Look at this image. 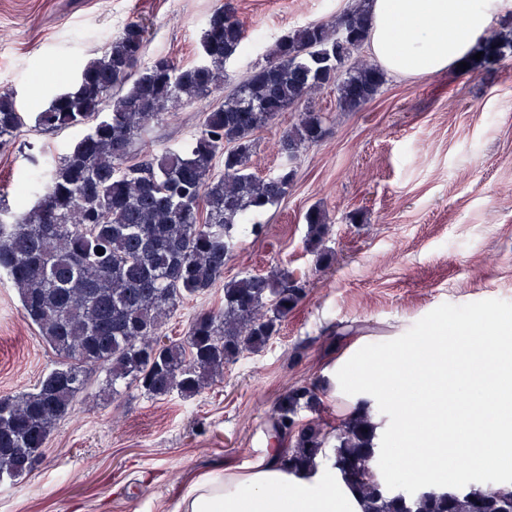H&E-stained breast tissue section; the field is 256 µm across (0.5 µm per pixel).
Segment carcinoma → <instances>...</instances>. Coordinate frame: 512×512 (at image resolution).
Masks as SVG:
<instances>
[{"mask_svg":"<svg viewBox=\"0 0 512 512\" xmlns=\"http://www.w3.org/2000/svg\"><path fill=\"white\" fill-rule=\"evenodd\" d=\"M367 34L366 0H358L334 22L309 23L279 37L266 64L206 115L194 138L133 164L128 160L138 139L166 113L223 91L224 64L245 39L234 12L211 14L201 37L203 60L190 67L166 56L139 66L146 30L127 23L37 113L41 129L85 132L55 162L38 202L12 213L10 222L0 219V272L59 356L33 391L0 395L1 484L34 469L50 432L86 391L91 371L104 373L114 398L134 387L151 399L174 392L188 399L278 333L306 296V281L286 269L246 271L224 281L221 306L196 313L180 338L162 335V328L180 303L223 281L240 238L259 234L257 216L278 204L293 182L290 167L269 177L252 172L254 133L297 109L298 123L279 141V151L292 160L325 135L324 113L312 106L315 93L336 87L344 110L378 94L384 71L354 57ZM507 46L487 40L478 51L490 61ZM25 125L13 93L0 91V141ZM220 158L224 171L217 175ZM305 221L306 249L319 265L332 256L326 215L313 207ZM322 395L314 381L276 400L269 422L288 440L283 465L330 462L364 512H512V492L492 484L481 493L388 488L369 415L349 411L334 434L318 420L301 418L303 411L321 412Z\"/></svg>","mask_w":512,"mask_h":512,"instance_id":"cac0c4a2","label":"carcinoma"}]
</instances>
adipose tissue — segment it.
Segmentation results:
<instances>
[{
	"mask_svg": "<svg viewBox=\"0 0 512 512\" xmlns=\"http://www.w3.org/2000/svg\"><path fill=\"white\" fill-rule=\"evenodd\" d=\"M369 11L367 48L376 63L420 77L456 68L512 12V0H369ZM284 452L277 442L247 464L197 479L175 512H363L329 463L291 470Z\"/></svg>",
	"mask_w": 512,
	"mask_h": 512,
	"instance_id": "obj_1",
	"label": "adipose tissue"
}]
</instances>
